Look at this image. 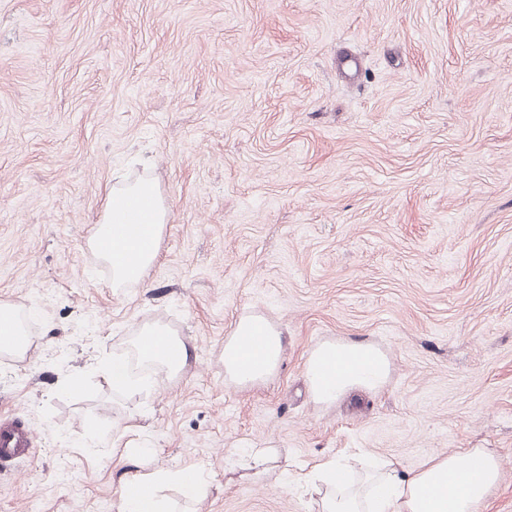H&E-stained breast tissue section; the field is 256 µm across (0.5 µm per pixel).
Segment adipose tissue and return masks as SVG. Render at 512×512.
<instances>
[{
	"label": "adipose tissue",
	"instance_id": "adipose-tissue-1",
	"mask_svg": "<svg viewBox=\"0 0 512 512\" xmlns=\"http://www.w3.org/2000/svg\"><path fill=\"white\" fill-rule=\"evenodd\" d=\"M170 209L154 180L118 175L108 187L88 238L95 255L109 267L113 288L143 283L158 259ZM284 353L280 325L255 312L239 316L224 338V372L228 382H266L279 368ZM178 377L186 367V342L160 323L143 325L127 351L113 355L101 372L113 392L136 393L142 388L132 357ZM390 363L376 346L326 341L311 350L305 374L315 400L333 402L345 393L381 388ZM478 460L473 472L461 469L463 458ZM351 459L320 464L304 482L311 486L318 512H480L498 486L501 462L487 448H469L430 457L418 469L403 470L388 459L354 478ZM160 477L135 475L120 491L117 512H163L155 494ZM456 490H449L450 482Z\"/></svg>",
	"mask_w": 512,
	"mask_h": 512
}]
</instances>
